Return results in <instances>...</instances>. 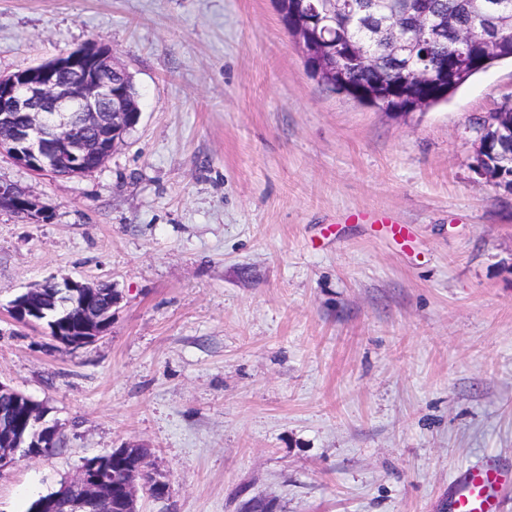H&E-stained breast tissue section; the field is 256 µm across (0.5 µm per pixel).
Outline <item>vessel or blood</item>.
I'll return each mask as SVG.
<instances>
[{
    "instance_id": "b4317fda",
    "label": "vessel or blood",
    "mask_w": 512,
    "mask_h": 512,
    "mask_svg": "<svg viewBox=\"0 0 512 512\" xmlns=\"http://www.w3.org/2000/svg\"><path fill=\"white\" fill-rule=\"evenodd\" d=\"M512 488V466L483 462L464 467L449 487L450 512H501L504 493Z\"/></svg>"
}]
</instances>
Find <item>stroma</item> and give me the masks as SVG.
<instances>
[{
    "label": "stroma",
    "mask_w": 512,
    "mask_h": 512,
    "mask_svg": "<svg viewBox=\"0 0 512 512\" xmlns=\"http://www.w3.org/2000/svg\"><path fill=\"white\" fill-rule=\"evenodd\" d=\"M91 44L137 89L124 143L72 178L0 154L52 208L0 211V382L63 440L0 472V512L131 442L168 486L140 512H447L512 458V194L474 168L511 61L401 115L312 77L274 0H0L1 75ZM50 277L111 283L109 330L14 324ZM44 284L45 283L35 286L34 288H29L11 302L9 310H11L12 320L15 323L26 326L44 322L41 317L45 316V311L48 310L51 304L43 306L41 310H35L32 309L27 302V296L32 293L40 292Z\"/></svg>",
    "instance_id": "stroma-1"
}]
</instances>
